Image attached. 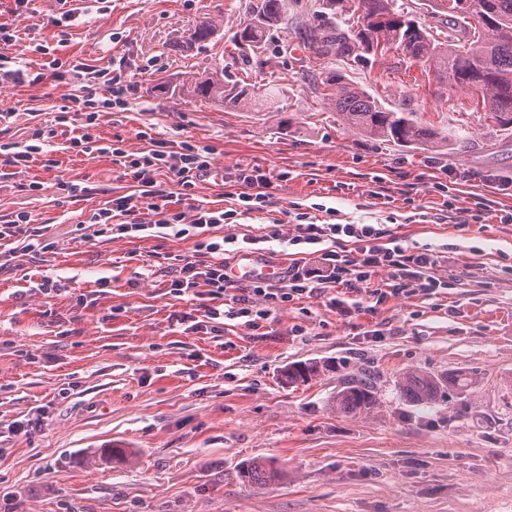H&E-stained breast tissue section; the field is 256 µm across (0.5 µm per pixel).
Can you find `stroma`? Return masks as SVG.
Segmentation results:
<instances>
[{
	"label": "stroma",
	"mask_w": 512,
	"mask_h": 512,
	"mask_svg": "<svg viewBox=\"0 0 512 512\" xmlns=\"http://www.w3.org/2000/svg\"><path fill=\"white\" fill-rule=\"evenodd\" d=\"M241 0H112L67 31L51 19L56 0H35L22 23L30 44L98 67L124 57L138 83L126 111L100 116L98 134L137 131L211 144L223 183H197L196 200L234 208L239 170L288 173L273 203L225 226L262 235L288 223L294 204L335 208L346 224H381L406 247L440 253L433 292L388 298L376 314L339 315L328 296L278 310L266 327L224 323L222 335L175 324L189 303L169 294L168 259L190 253L177 239H86L76 224L101 207V188L129 192L110 158L59 154L51 171L32 165L0 183V221L31 212L54 241L38 257L0 255V512H512V195L485 175L512 177V130L488 119L476 98L440 89L396 52L377 61L321 57L291 27L266 36V73L287 76L277 105L257 111L179 101L161 81L199 77L223 64L246 82L241 59L219 57L248 21ZM203 15L219 45L180 51ZM336 69L398 112L448 131L429 152L375 142L348 127L312 78ZM75 87L47 80L0 88V109L18 118L0 141L24 140L27 110L69 105ZM46 182L42 196L24 186ZM59 181L91 187L73 200ZM452 184L443 195L437 183ZM62 280L61 293L25 288V275ZM110 288L95 302V281ZM121 308L112 317V308ZM294 362L323 364L308 385H285ZM440 379L464 371L470 391L432 403L401 393L405 373ZM367 372L376 403L346 416L331 402ZM28 426L16 433L15 423ZM263 459L279 475L241 483V465Z\"/></svg>",
	"instance_id": "obj_1"
}]
</instances>
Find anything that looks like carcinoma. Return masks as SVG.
I'll return each mask as SVG.
<instances>
[{
  "instance_id": "obj_1",
  "label": "carcinoma",
  "mask_w": 512,
  "mask_h": 512,
  "mask_svg": "<svg viewBox=\"0 0 512 512\" xmlns=\"http://www.w3.org/2000/svg\"><path fill=\"white\" fill-rule=\"evenodd\" d=\"M463 0H428V16L435 22L415 20L407 7L397 0H347L353 23L349 32H336V17L330 9L336 0H322L324 22L306 31V41L322 56L351 59L359 52L385 56L395 49L414 64L434 75L440 86L469 90L478 96L483 109L502 127L512 126V0H472L477 8L473 16L463 15ZM288 0H248L245 11L252 22L237 31L231 41L230 56L239 55L262 74L266 65L265 30L288 24ZM217 27L202 16L187 30L183 43L191 47L214 39ZM323 96L336 107L344 122L364 137L413 149H437L448 143V132L428 126L413 112H396L366 90L345 81L340 75L324 78ZM162 89L171 96L191 97L200 101L220 102L234 109L245 108L256 98L254 85H243L227 75L224 66L213 69L205 79L184 80ZM317 363H292L284 372L290 383H308L320 373ZM459 391L472 384V377L458 373L446 382L415 372L404 375L401 387L410 399L430 403L437 400L441 387ZM373 386L367 379L354 377L333 399L336 409L354 416L374 405ZM277 476V471L259 461L243 468L242 481L262 486Z\"/></svg>"
}]
</instances>
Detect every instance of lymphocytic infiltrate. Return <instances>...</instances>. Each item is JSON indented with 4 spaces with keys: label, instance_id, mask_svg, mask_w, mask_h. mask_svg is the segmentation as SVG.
I'll return each mask as SVG.
<instances>
[{
    "label": "lymphocytic infiltrate",
    "instance_id": "obj_1",
    "mask_svg": "<svg viewBox=\"0 0 512 512\" xmlns=\"http://www.w3.org/2000/svg\"><path fill=\"white\" fill-rule=\"evenodd\" d=\"M13 2L11 21L0 22V86L35 85L50 78L79 84L80 92L73 95L70 110L45 112L26 141L0 143V181L34 163L48 170L57 167L55 154L59 151L89 159L111 158L121 176L134 182L135 190L105 201L83 222V230L89 237L110 240L192 241L191 254L179 257L171 269L168 288L172 296L187 302L207 296L206 319H238L257 330L276 310L334 288L363 294V301L353 303L351 312L374 314L389 297L441 287L435 275L438 258L431 249L405 248L389 236L387 229L373 224H319L304 212L295 214L291 232L273 224L262 238L267 242L287 240L301 253L289 264L283 281L257 279L242 287L229 281L224 273V257L240 252L242 243L235 235L225 234V224L265 210L272 202L277 182L286 181L287 173L274 176L258 169L240 171L236 178L241 187L238 203L230 210L193 203L196 184L212 174V146L190 137L179 141L161 138L148 128L138 131L145 146L135 153L124 148L122 137L101 138L96 132L100 110L124 111L128 93L137 89L136 82L125 66L99 69L78 61L65 62L58 57L56 47L49 45H34V52L42 57L36 68L26 66L19 57L6 55V48L18 46L21 41L19 21L34 12V0ZM101 86L109 91L103 100L95 94ZM162 176L176 187V194L160 188L158 179ZM176 196L188 202V211L172 208ZM32 222L31 212L15 211L7 223L0 224V244L16 238L24 254L37 256L52 251V242ZM381 269L390 271L391 280L380 285L373 277Z\"/></svg>",
    "mask_w": 512,
    "mask_h": 512
}]
</instances>
